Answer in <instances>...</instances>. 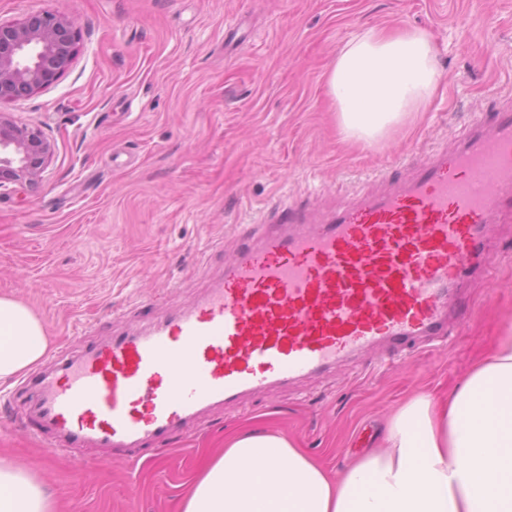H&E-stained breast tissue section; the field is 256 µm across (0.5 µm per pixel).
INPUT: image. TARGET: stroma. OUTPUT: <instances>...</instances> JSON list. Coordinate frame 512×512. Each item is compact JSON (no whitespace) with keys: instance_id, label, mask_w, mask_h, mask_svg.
Masks as SVG:
<instances>
[{"instance_id":"obj_1","label":"stroma","mask_w":512,"mask_h":512,"mask_svg":"<svg viewBox=\"0 0 512 512\" xmlns=\"http://www.w3.org/2000/svg\"><path fill=\"white\" fill-rule=\"evenodd\" d=\"M74 20L77 54L56 85L0 104L54 145L42 181L0 191V296L29 306L51 349L145 329L198 299L262 224L293 202L321 215L452 153L473 118L512 106V0H0V21ZM429 32L442 75L407 133L351 148L336 135L326 73L370 26ZM487 276L458 289L444 348L404 363L367 351L315 377L207 412L138 462L51 453L0 384V460L26 468L60 512H183L203 465L239 429L282 434L342 471L398 407L451 390L512 330V221L490 225Z\"/></svg>"}]
</instances>
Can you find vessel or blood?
Masks as SVG:
<instances>
[{"mask_svg":"<svg viewBox=\"0 0 512 512\" xmlns=\"http://www.w3.org/2000/svg\"><path fill=\"white\" fill-rule=\"evenodd\" d=\"M190 307L139 334L56 352L27 380L26 427L52 451L149 447L205 408L382 348L447 344L455 283L512 214V108L475 120L383 195L311 225L296 204Z\"/></svg>","mask_w":512,"mask_h":512,"instance_id":"obj_1","label":"vessel or blood"}]
</instances>
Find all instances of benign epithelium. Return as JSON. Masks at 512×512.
<instances>
[{
	"mask_svg": "<svg viewBox=\"0 0 512 512\" xmlns=\"http://www.w3.org/2000/svg\"><path fill=\"white\" fill-rule=\"evenodd\" d=\"M78 31L55 14L0 23V103L14 101L56 83L76 56ZM53 144L39 128L0 111V188L35 186L43 179Z\"/></svg>",
	"mask_w": 512,
	"mask_h": 512,
	"instance_id": "obj_1",
	"label": "benign epithelium"
}]
</instances>
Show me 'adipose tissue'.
<instances>
[{
    "label": "adipose tissue",
    "instance_id": "ef3b65f1",
    "mask_svg": "<svg viewBox=\"0 0 512 512\" xmlns=\"http://www.w3.org/2000/svg\"><path fill=\"white\" fill-rule=\"evenodd\" d=\"M441 79L425 30L366 27L327 75L345 142L372 143L406 125ZM30 308L0 297V383L48 349ZM0 512H54L45 489L0 464ZM184 512H512V336L442 399L423 394L389 421L382 444L334 473L285 437L252 428L230 437L191 489Z\"/></svg>",
    "mask_w": 512,
    "mask_h": 512
}]
</instances>
